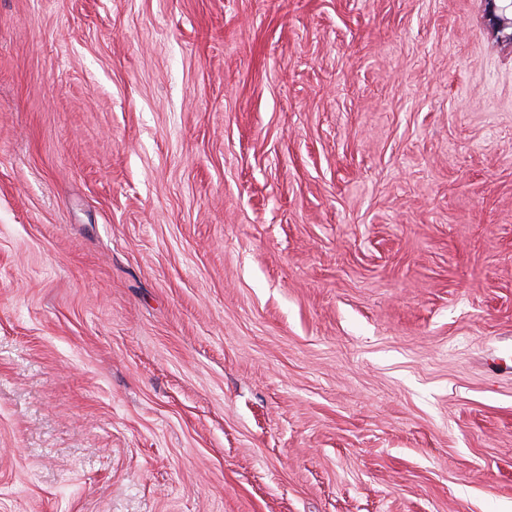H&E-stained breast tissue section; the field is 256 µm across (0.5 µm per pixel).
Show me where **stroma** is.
<instances>
[{
    "label": "stroma",
    "mask_w": 512,
    "mask_h": 512,
    "mask_svg": "<svg viewBox=\"0 0 512 512\" xmlns=\"http://www.w3.org/2000/svg\"><path fill=\"white\" fill-rule=\"evenodd\" d=\"M0 512H512L485 0H0Z\"/></svg>",
    "instance_id": "obj_1"
}]
</instances>
